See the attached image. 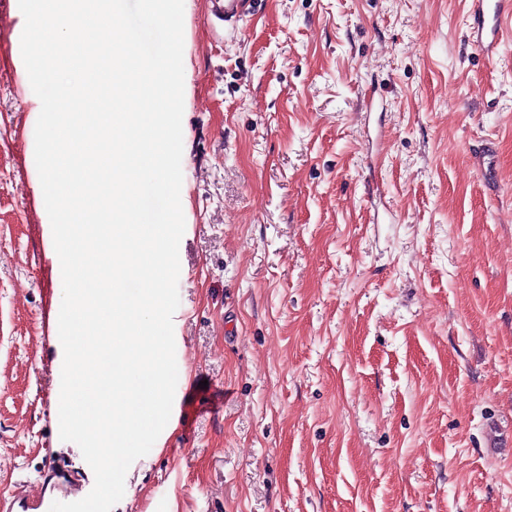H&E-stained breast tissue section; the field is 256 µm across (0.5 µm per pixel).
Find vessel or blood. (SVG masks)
<instances>
[{
  "label": "vessel or blood",
  "instance_id": "obj_1",
  "mask_svg": "<svg viewBox=\"0 0 512 512\" xmlns=\"http://www.w3.org/2000/svg\"><path fill=\"white\" fill-rule=\"evenodd\" d=\"M466 38L488 61H495L500 46L512 40V0H470ZM53 499L46 490L28 491L11 502L0 503V512H49Z\"/></svg>",
  "mask_w": 512,
  "mask_h": 512
}]
</instances>
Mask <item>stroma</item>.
<instances>
[{"label": "stroma", "instance_id": "stroma-1", "mask_svg": "<svg viewBox=\"0 0 512 512\" xmlns=\"http://www.w3.org/2000/svg\"><path fill=\"white\" fill-rule=\"evenodd\" d=\"M0 0V501L59 436L63 286ZM465 0H184L176 393L113 512H512V42ZM494 151L493 178L474 165ZM466 38L469 44L493 63L500 46L512 40L511 0H469Z\"/></svg>", "mask_w": 512, "mask_h": 512}]
</instances>
